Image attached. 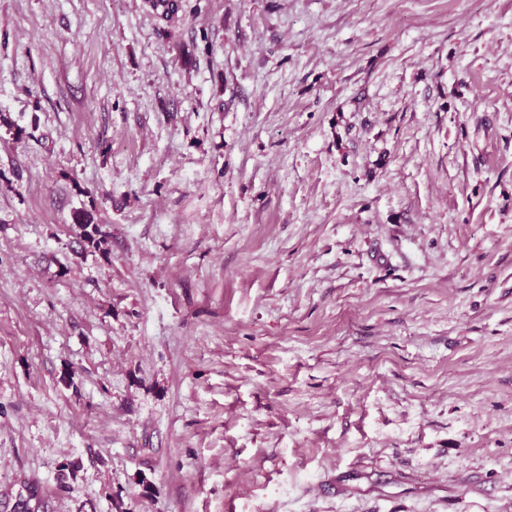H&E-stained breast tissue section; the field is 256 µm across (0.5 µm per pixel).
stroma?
Here are the masks:
<instances>
[{"label": "stroma", "mask_w": 512, "mask_h": 512, "mask_svg": "<svg viewBox=\"0 0 512 512\" xmlns=\"http://www.w3.org/2000/svg\"><path fill=\"white\" fill-rule=\"evenodd\" d=\"M181 17L0 0V512H512V0ZM74 222L79 230L78 237L86 249V245L94 252L107 255L110 252V234L103 230L102 224L94 222L93 214L88 211H79L74 215Z\"/></svg>", "instance_id": "35a3bbf8"}]
</instances>
